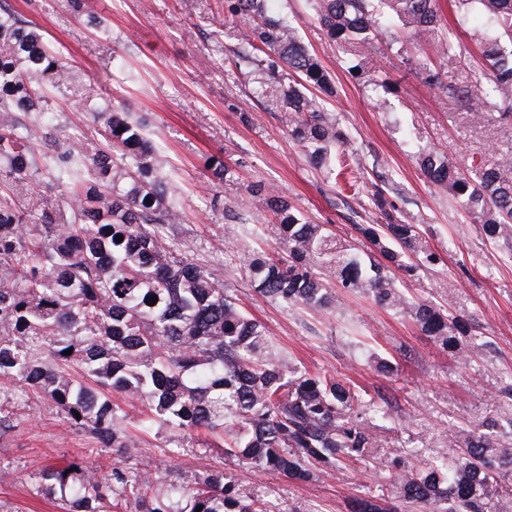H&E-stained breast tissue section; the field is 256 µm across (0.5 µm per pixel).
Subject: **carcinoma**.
Returning a JSON list of instances; mask_svg holds the SVG:
<instances>
[{"mask_svg":"<svg viewBox=\"0 0 512 512\" xmlns=\"http://www.w3.org/2000/svg\"><path fill=\"white\" fill-rule=\"evenodd\" d=\"M0 0V379L53 401L71 425L87 428L117 457L106 473L74 457L35 475V490L60 496L64 512H266L265 504L226 479L224 468L203 478L163 476L139 456V441L108 393L141 403L139 432L205 431L223 458L306 482L320 468L362 473L376 459L373 421L392 417L385 398H366L354 384L283 363L265 327L246 314L224 285L179 252L159 228L183 223V205L169 158L153 143L146 120L126 103L105 98L63 61L41 29ZM339 46L368 47L392 22L425 40L435 55L454 44L439 0H308ZM458 17H480V52L488 65L479 94L448 92L474 114L512 117V0H454ZM237 47L229 64L257 77L288 117V134L311 162L334 171L348 136L325 112L317 90L334 94L332 77L266 0H224ZM78 87L81 110L100 123L101 145L88 151L45 122L54 95ZM426 178L464 200L486 236L512 242V173L483 164L465 173L433 150L420 149ZM209 178L233 169L210 160ZM47 178L56 195L32 209L17 203L21 182ZM265 192L283 255L247 258L251 287L285 305L337 310L341 297L365 293L382 308L412 318L423 335L465 362L487 348L468 323L418 303L395 271L433 265L439 257L416 224L391 221L377 190L373 203L386 224H357L374 247L361 261L327 224H315L278 194ZM123 237L118 242L115 236ZM156 301H151V298ZM72 350L69 355L66 350ZM453 465L398 460L379 494L353 501L349 512H512L501 483L512 478V421H485L452 434Z\"/></svg>","mask_w":512,"mask_h":512,"instance_id":"1","label":"carcinoma"}]
</instances>
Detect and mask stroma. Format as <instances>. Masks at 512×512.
Returning a JSON list of instances; mask_svg holds the SVG:
<instances>
[{"label": "stroma", "instance_id": "obj_1", "mask_svg": "<svg viewBox=\"0 0 512 512\" xmlns=\"http://www.w3.org/2000/svg\"><path fill=\"white\" fill-rule=\"evenodd\" d=\"M8 2L86 79L148 118L182 188L185 222L175 230L177 241L266 327L288 366L352 380L370 397L388 396L395 414L406 416L405 424L386 421L376 429L382 460L402 455L429 462L448 451L454 427L512 421V248L487 238L476 214L430 184L417 159L419 148L431 147L465 171L483 160L512 162V119L466 112L446 90L451 84L474 92L486 83L480 20L456 24L450 0H440L444 18L454 24V51L433 61L444 82L439 88L425 80L427 46L412 31L395 26L372 39L365 53L373 66L355 73L348 62L364 51L334 44L306 0H269L273 16L288 17L335 82L336 94L323 106L349 137L348 161L359 179L353 192L309 160L280 113L266 110L253 98L252 82L225 63L224 47L235 44L232 32L222 44L212 40L224 22L223 0H85L79 13L70 0ZM93 16L102 28L89 25ZM46 119L84 147L98 139L90 114L76 111L69 95L58 96ZM212 156L233 167L232 181L207 179ZM257 182L315 223L331 225L362 258L371 245L355 227L375 216L374 186L389 184L394 217L420 225L440 255L436 264L400 275L401 287L448 316L469 319L491 348L460 364L411 318L361 293L346 295L340 312L260 298L246 260L256 252L278 253L281 245L263 197L249 190ZM240 224L254 227V234L235 239L230 230ZM401 346L410 357L399 360L391 376L378 372L373 355L392 356ZM0 410L12 421L0 430V512H62L59 501L36 495L31 474L78 454L97 465L109 462L89 430L69 426L53 402L18 384L0 382ZM205 440L202 432L178 442L151 434L142 450L161 473L203 477L223 468L270 512H348L352 499L377 494L381 485L375 468L362 475L327 469L295 482L222 461Z\"/></svg>", "mask_w": 512, "mask_h": 512}]
</instances>
